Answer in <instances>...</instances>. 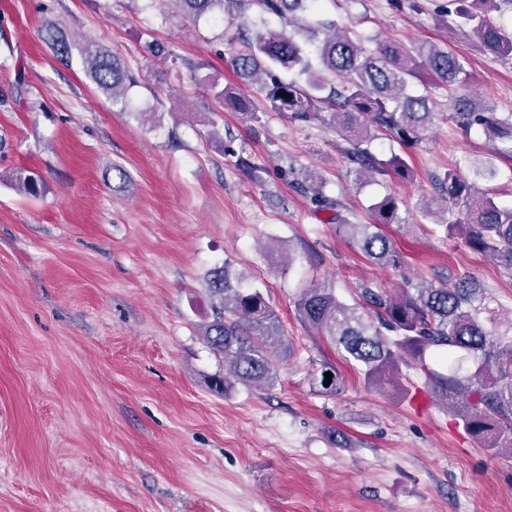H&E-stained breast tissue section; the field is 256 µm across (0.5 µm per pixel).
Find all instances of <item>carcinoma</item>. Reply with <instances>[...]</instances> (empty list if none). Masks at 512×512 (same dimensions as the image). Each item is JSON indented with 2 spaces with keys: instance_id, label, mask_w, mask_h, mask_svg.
Listing matches in <instances>:
<instances>
[{
  "instance_id": "carcinoma-1",
  "label": "carcinoma",
  "mask_w": 512,
  "mask_h": 512,
  "mask_svg": "<svg viewBox=\"0 0 512 512\" xmlns=\"http://www.w3.org/2000/svg\"><path fill=\"white\" fill-rule=\"evenodd\" d=\"M247 1L259 12L293 18L317 6L320 0H172L189 19L219 11L233 16ZM496 0H471L467 9L456 10L458 24L476 36L495 56L512 57V35L491 12ZM325 28L312 62L298 32L311 35ZM45 40L60 55L71 53V44L57 27L46 29ZM86 73L117 102L128 79L125 67L112 51L86 39L79 45ZM236 76L258 83L260 92L276 112L310 122L329 109L328 124L352 145L350 154L361 166L360 176L390 172L407 179L412 171L394 156L378 163L362 147L377 131H391L405 145L422 139L437 105L432 89L445 87L452 94L448 121L466 134L475 126L512 153V113L498 116L495 106L457 90L471 82L463 59L433 44H413L388 38L375 39L369 48L353 28L336 31V23L304 25L294 33L261 28L231 60ZM280 71L296 78L283 80ZM424 92L412 91L414 83ZM441 198L463 214L461 221H442L447 236L461 238L472 251L488 255L512 276V206L481 194L475 183L455 171L439 182ZM310 199L318 207L330 200L323 195L321 178L310 176ZM402 201L388 194L371 205L374 223L338 224L336 232L358 245L373 262L397 267L403 256L382 227L405 223ZM244 276L231 277L229 264L210 272L207 292L214 317L202 327L208 346L224 358L230 377L239 383L272 388L278 383L279 356L285 350L279 318L261 289L243 285ZM299 319L330 341L344 362L361 367L365 380L381 385L412 361L425 366L427 352L440 351L448 362L458 353L469 360L466 370L448 367L427 372L426 385L462 423L464 430L495 455L512 457V307L498 303L476 281L460 279L450 286L406 282L388 291L363 283L357 301L347 304L336 297L331 283L303 289L294 302ZM332 377L325 378V373ZM228 377V378H230ZM228 378L215 386L227 389ZM325 394L337 393L343 378L335 364L321 363L316 377Z\"/></svg>"
}]
</instances>
